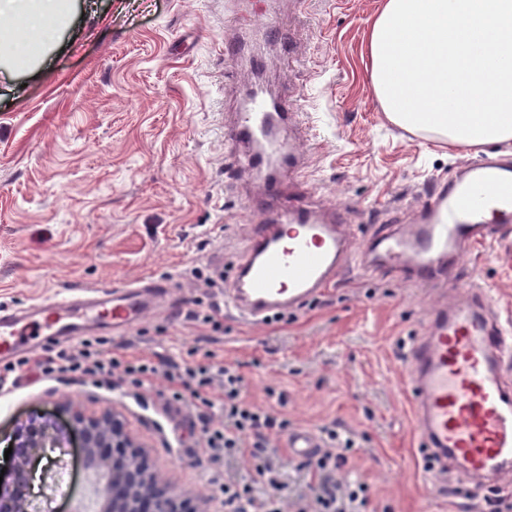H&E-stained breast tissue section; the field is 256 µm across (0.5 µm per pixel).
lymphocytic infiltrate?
I'll use <instances>...</instances> for the list:
<instances>
[{
	"label": "lymphocytic infiltrate",
	"instance_id": "f902f5d3",
	"mask_svg": "<svg viewBox=\"0 0 512 512\" xmlns=\"http://www.w3.org/2000/svg\"><path fill=\"white\" fill-rule=\"evenodd\" d=\"M187 355V362L168 375L170 398L179 403L191 399L212 460L244 459L254 473L248 481L229 477L220 484L224 512H368L367 484L357 478L344 482L337 478L353 443L332 426L322 430L328 450L299 466L307 494L288 502L277 495L283 475L274 462L272 444L287 433V418L249 401L235 367L215 364L210 354L195 348ZM21 364L43 379L65 372L101 378L116 375L136 388L149 383L157 372L149 359L128 356L99 339L83 340L77 351L62 347L34 360L22 359ZM217 413L223 421L215 426L211 420Z\"/></svg>",
	"mask_w": 512,
	"mask_h": 512
}]
</instances>
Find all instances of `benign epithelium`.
I'll use <instances>...</instances> for the list:
<instances>
[{"mask_svg":"<svg viewBox=\"0 0 512 512\" xmlns=\"http://www.w3.org/2000/svg\"><path fill=\"white\" fill-rule=\"evenodd\" d=\"M82 434L85 478L99 512H183L179 497L161 486L146 457L116 416L73 415ZM56 431L37 420L20 423L12 448L10 477L0 481V512H28L33 465L42 449L54 444Z\"/></svg>","mask_w":512,"mask_h":512,"instance_id":"1","label":"benign epithelium"}]
</instances>
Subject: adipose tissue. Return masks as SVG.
Wrapping results in <instances>:
<instances>
[{"instance_id":"ef3b65f1","label":"adipose tissue","mask_w":512,"mask_h":512,"mask_svg":"<svg viewBox=\"0 0 512 512\" xmlns=\"http://www.w3.org/2000/svg\"><path fill=\"white\" fill-rule=\"evenodd\" d=\"M69 15V0H0V47L25 63ZM367 52L393 124L451 146L512 142V0H382Z\"/></svg>"}]
</instances>
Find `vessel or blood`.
<instances>
[{
    "label": "vessel or blood",
    "instance_id": "obj_1",
    "mask_svg": "<svg viewBox=\"0 0 512 512\" xmlns=\"http://www.w3.org/2000/svg\"><path fill=\"white\" fill-rule=\"evenodd\" d=\"M320 134L312 113L259 87L242 111L225 113L235 168L262 177L253 228L224 284L225 314L254 326L296 313L349 272L398 273L439 294L407 349L401 380L416 445L430 465L428 490L443 495L453 480L472 503L490 487L512 492V316L484 286L447 297L459 257L512 230V157L478 154L433 180L410 223L357 230L307 188L308 158L295 145ZM173 286L170 277L150 275L25 307L0 305V366L36 346L127 335ZM286 442L300 460L324 446L307 428L290 431Z\"/></svg>",
    "mask_w": 512,
    "mask_h": 512
}]
</instances>
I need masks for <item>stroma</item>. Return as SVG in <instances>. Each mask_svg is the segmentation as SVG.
<instances>
[{
  "label": "stroma",
  "mask_w": 512,
  "mask_h": 512,
  "mask_svg": "<svg viewBox=\"0 0 512 512\" xmlns=\"http://www.w3.org/2000/svg\"><path fill=\"white\" fill-rule=\"evenodd\" d=\"M381 0H318L295 15L290 0H74L72 29L48 57L14 69L0 55V304L26 305L67 290L146 275L175 279L170 307L112 344L151 357L152 382L123 391L65 373L43 381L22 369L0 395V451L27 419L54 425L32 480L37 512H69L84 492L74 413L116 414L167 489L193 512H220L214 483L248 464L212 463L186 404L160 415L165 373L199 345L237 366L258 406L284 397L293 427L336 426L354 446L343 479L371 488V512H455L456 496L428 497L408 398L398 386L404 344L433 296L389 277L358 274L315 307L254 329L224 320L213 332L195 311L218 314L215 261L231 269L253 215L243 177L231 189L219 116L238 111L255 61L272 93L300 91L299 109L325 131L308 170L313 192L352 224L408 219L436 175L475 155L391 124L370 88L366 33ZM252 44L224 69V39ZM459 290L488 285L512 310V237L464 254Z\"/></svg>",
  "instance_id": "1"
}]
</instances>
